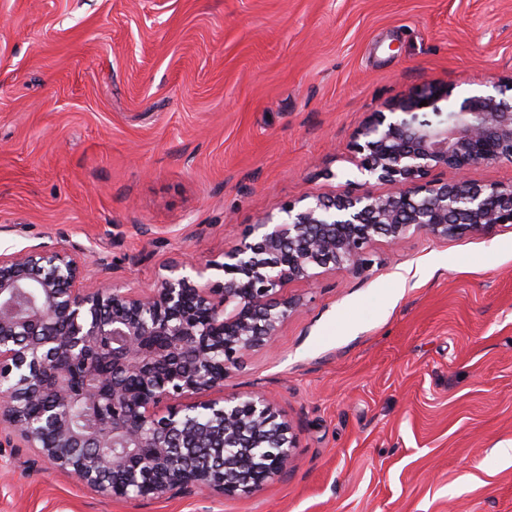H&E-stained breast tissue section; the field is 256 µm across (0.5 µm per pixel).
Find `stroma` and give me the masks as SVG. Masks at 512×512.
Wrapping results in <instances>:
<instances>
[{"mask_svg": "<svg viewBox=\"0 0 512 512\" xmlns=\"http://www.w3.org/2000/svg\"><path fill=\"white\" fill-rule=\"evenodd\" d=\"M511 78L512 0H0V254L152 288L304 197L389 192L347 160L367 114ZM368 257L290 284L224 382L297 437L259 490L106 497L0 420V512H512V228Z\"/></svg>", "mask_w": 512, "mask_h": 512, "instance_id": "stroma-1", "label": "stroma"}]
</instances>
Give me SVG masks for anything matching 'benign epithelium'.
Here are the masks:
<instances>
[{"label": "benign epithelium", "mask_w": 512, "mask_h": 512, "mask_svg": "<svg viewBox=\"0 0 512 512\" xmlns=\"http://www.w3.org/2000/svg\"><path fill=\"white\" fill-rule=\"evenodd\" d=\"M498 94L442 113L431 84L366 116L348 161L387 194L319 196L246 226L224 261L174 264L147 292L82 287L75 254L39 247L0 255V418L51 463L107 497H162L174 489L237 496L287 469L290 425L263 394L224 397L245 356L273 346L301 302L284 294L318 270L361 272L377 237L446 239L512 224V185L466 177L512 162V80ZM445 118L418 120L421 101ZM434 168L452 177L428 179ZM191 269L195 275L185 274ZM222 279L205 278L207 271ZM221 358L215 362V358ZM95 411L82 430L69 405ZM125 479V488L113 483Z\"/></svg>", "instance_id": "benign-epithelium-1"}]
</instances>
